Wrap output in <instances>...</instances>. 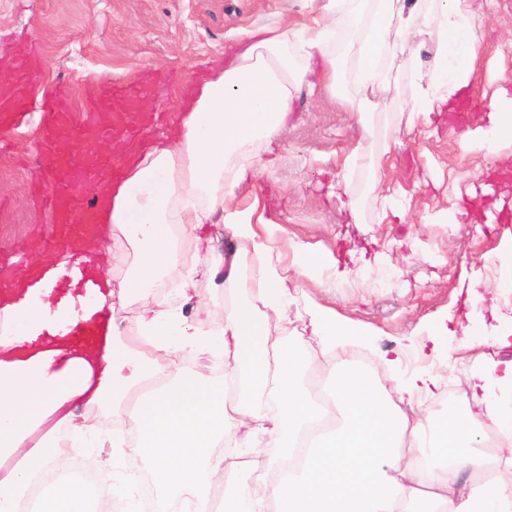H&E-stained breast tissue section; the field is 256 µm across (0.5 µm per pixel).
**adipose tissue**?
Returning a JSON list of instances; mask_svg holds the SVG:
<instances>
[{"mask_svg": "<svg viewBox=\"0 0 512 512\" xmlns=\"http://www.w3.org/2000/svg\"><path fill=\"white\" fill-rule=\"evenodd\" d=\"M333 14L359 37L351 73L364 89L398 80L395 60L405 42L429 28L441 33L428 74L410 88L411 121L430 123L470 87L482 17L469 0H325L311 24L244 31L247 47L203 82L177 134L151 142L102 192L92 246L107 249L117 226L136 251L132 276L106 293L110 301L131 294L142 301L130 342L113 328L87 348L49 345L19 356L14 341L47 330L50 305L40 285L22 276L23 297L0 307L7 321L0 333V512H18L47 468L57 479L36 512H89L88 492L66 463L99 443L98 427L83 410L107 402L136 431L130 442L113 435V466L148 472L154 486L145 507L127 484L109 485L106 495L125 502L126 512H210L224 464L217 448L234 441L262 455L255 434L281 459L262 479L239 484L223 512H512V362L491 360L468 376L471 397L463 410L417 422L402 406L437 388L428 373L387 386L345 361L327 367L323 398L303 386L304 356L350 343L355 334L332 309L310 310V346H289L278 364L269 362L268 318L287 307L291 275L317 283L350 275L332 251L285 243V227L259 204H237L241 184L274 165L275 135L287 125L295 96L335 92ZM511 134L512 113L494 105L486 124L467 129L461 141L491 152ZM217 221L236 255L250 256L253 274L228 271L247 300L226 313L223 325L204 330L184 310L196 305L197 276L216 274L224 259L181 267L178 239L204 244L205 226ZM173 271L176 300L156 307L149 286ZM199 354L224 359L223 376L180 365V357ZM238 375L243 384L229 395ZM147 381L152 387L137 405L124 406L130 390ZM329 409L339 420L313 433ZM466 470L487 477L460 482Z\"/></svg>", "mask_w": 512, "mask_h": 512, "instance_id": "adipose-tissue-1", "label": "adipose tissue"}]
</instances>
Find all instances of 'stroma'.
<instances>
[{
    "label": "stroma",
    "instance_id": "obj_1",
    "mask_svg": "<svg viewBox=\"0 0 512 512\" xmlns=\"http://www.w3.org/2000/svg\"><path fill=\"white\" fill-rule=\"evenodd\" d=\"M486 16L476 86L493 94L512 90V0H478ZM321 0H0V55L19 43L40 45L43 59L34 82L51 90L71 83L81 93L85 82L127 80L142 70L162 67L192 85L224 68L241 49L246 29L285 24L316 14ZM439 32L410 40L399 56L404 67L397 84L374 91L373 112L359 118L360 89L351 80L358 50L355 35L336 28L339 61L336 93L296 99L286 128L276 136L278 162L240 190L258 196L284 224L289 239L333 251L351 270L348 283L317 285L297 278L288 325L269 319L277 345L308 323L311 305L330 307L367 331L363 341L344 352L364 370L379 356L397 360L395 376L418 371L442 381L424 407L433 418L463 408L466 378L485 355L512 361V346H494L493 320L512 327V260L500 253L512 223L435 224L443 211L466 206L482 196L493 170L512 165V139L500 140L494 153L464 150L448 115L436 113L430 127L411 125L407 86L411 69L428 70L439 46ZM342 103H335V96ZM42 115L27 112L0 131V264L25 267L36 251L34 231L47 214L32 202L22 158L38 159ZM373 166L346 171L353 150ZM406 197L405 212L382 217V197ZM345 194L358 203L350 223L336 204ZM423 250L412 253L409 239ZM389 251L387 266L366 265V258ZM206 307L204 328L223 321L226 310L245 303L232 284L208 277L197 282ZM465 351H457L458 341Z\"/></svg>",
    "mask_w": 512,
    "mask_h": 512
}]
</instances>
